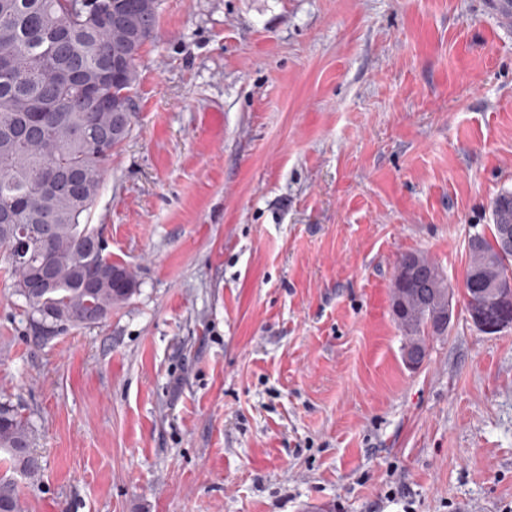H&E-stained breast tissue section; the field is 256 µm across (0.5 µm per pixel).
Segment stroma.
Listing matches in <instances>:
<instances>
[{
	"label": "stroma",
	"mask_w": 512,
	"mask_h": 512,
	"mask_svg": "<svg viewBox=\"0 0 512 512\" xmlns=\"http://www.w3.org/2000/svg\"><path fill=\"white\" fill-rule=\"evenodd\" d=\"M498 2L160 0L90 218L137 292L44 334L0 262L27 512H512V329L414 368L391 307L512 190Z\"/></svg>",
	"instance_id": "stroma-1"
}]
</instances>
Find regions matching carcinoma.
<instances>
[{
  "label": "carcinoma",
  "instance_id": "carcinoma-1",
  "mask_svg": "<svg viewBox=\"0 0 512 512\" xmlns=\"http://www.w3.org/2000/svg\"><path fill=\"white\" fill-rule=\"evenodd\" d=\"M72 0H0V205L14 221L0 223V256L22 296L32 270L50 260V291L26 298L39 329L81 327L112 314L138 291L133 272L104 254L102 231L89 219L104 164L129 136L107 147L100 133L116 127L102 99L131 102L136 60L158 26L159 0H107L124 20L106 26L74 18ZM121 75L105 76L109 60ZM489 233L468 244L463 298L477 328L512 322V191L491 203ZM84 280L94 287H80ZM455 291L426 255L400 258L392 312L403 354L421 362L427 343L448 332ZM33 429L13 406L0 403V512H25L15 475H36Z\"/></svg>",
  "mask_w": 512,
  "mask_h": 512
}]
</instances>
